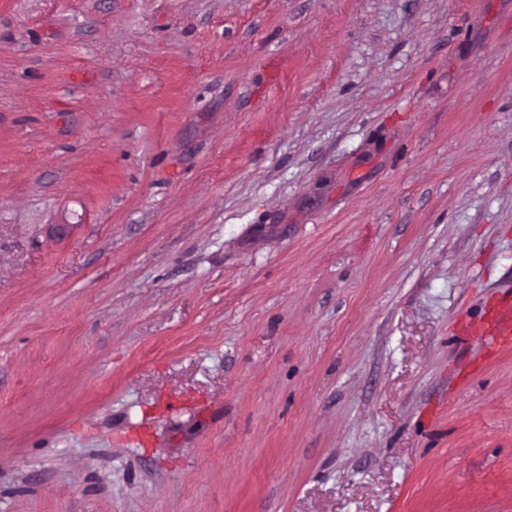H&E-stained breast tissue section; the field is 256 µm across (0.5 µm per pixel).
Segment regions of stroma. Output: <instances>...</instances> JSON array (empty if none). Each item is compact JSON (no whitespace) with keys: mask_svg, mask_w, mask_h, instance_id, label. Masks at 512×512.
<instances>
[{"mask_svg":"<svg viewBox=\"0 0 512 512\" xmlns=\"http://www.w3.org/2000/svg\"><path fill=\"white\" fill-rule=\"evenodd\" d=\"M512 0H0V512H512ZM468 336H485L492 348L512 345V303L494 306L486 322L468 331Z\"/></svg>","mask_w":512,"mask_h":512,"instance_id":"35a3bbf8","label":"stroma"}]
</instances>
